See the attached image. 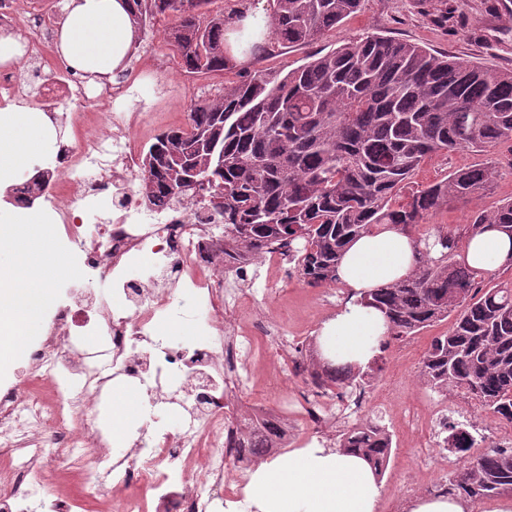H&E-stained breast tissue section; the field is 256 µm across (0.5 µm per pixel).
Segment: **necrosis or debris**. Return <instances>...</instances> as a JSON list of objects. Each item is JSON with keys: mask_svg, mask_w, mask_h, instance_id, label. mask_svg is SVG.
Wrapping results in <instances>:
<instances>
[{"mask_svg": "<svg viewBox=\"0 0 512 512\" xmlns=\"http://www.w3.org/2000/svg\"><path fill=\"white\" fill-rule=\"evenodd\" d=\"M134 94L130 79L106 85L84 151L57 146L43 199L45 241L62 273L45 331L20 366L0 357V512H32L47 497L53 512L85 500L93 512H224L248 482L251 422L224 399L228 378L250 383L254 332L228 315L251 308L269 336L280 325L242 289L241 273H230L223 215L198 197L144 201L137 146L150 107L127 109ZM92 207L106 213L93 236L82 224ZM97 278L114 287L98 307L80 288ZM190 296L201 313L185 315ZM173 318L178 341L157 333ZM117 379L130 380L149 408L177 411L178 432L147 420L121 456L109 453L93 407Z\"/></svg>", "mask_w": 512, "mask_h": 512, "instance_id": "1", "label": "necrosis or debris"}]
</instances>
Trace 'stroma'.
<instances>
[{
	"label": "stroma",
	"instance_id": "35a3bbf8",
	"mask_svg": "<svg viewBox=\"0 0 512 512\" xmlns=\"http://www.w3.org/2000/svg\"><path fill=\"white\" fill-rule=\"evenodd\" d=\"M438 2L362 0L361 9L330 33L323 44L330 47L346 38L376 33L419 44L434 53L458 55L490 67L512 69V0H506L507 10L494 17L485 13L483 0H456L464 20L446 25L434 20ZM174 22V16L168 14L156 17L139 43L132 46L127 60L131 67L152 63L159 66L154 76L141 79L144 96L154 95L157 82L166 85V95L159 109L145 118L146 134L139 143L143 151L160 132L185 123L191 104L199 99L202 90L219 88L225 82L246 76L240 69L206 77L185 73L179 55L166 41V33ZM17 33L27 43L28 57L40 60L45 87H56L62 79L63 69L44 29L30 25L18 28ZM490 159L497 162L500 174L489 190L467 202L449 203L429 216L428 224L453 228L466 223L472 212L491 208L499 200L512 197V141L500 143L486 152L461 149L437 154L420 165L412 177L416 187L441 180L456 169ZM249 286L257 292L270 290L266 312L280 321L284 333L294 344L279 350L270 338L255 336L250 387L243 390L236 384H229L227 402L238 413L250 412L257 404L269 415H282L288 430L285 445L298 448L313 437L314 430L296 412H283L279 402L281 386L276 380L265 378L264 373L269 365H278L280 371L288 375L284 387L290 393L296 394L307 388V369L319 361L316 336L319 325L327 317L320 309L326 290L307 286L299 275L287 281L280 279L275 268L261 264L251 266ZM447 328V323L441 322L417 335L391 342L382 353L380 370L365 385L369 395L367 403L352 416L354 423H376L392 435L391 459L379 478L382 494L378 512H405L412 500L426 495L430 483L464 470L471 461V453L448 446L447 431L431 426L427 412L435 402L447 404L449 422L465 425L476 437L479 451L494 445L492 435L499 426L497 418L476 409L462 393L432 390L420 374L432 337L444 333ZM298 363L303 364V371H295L294 366ZM104 411L125 425L142 423L153 414L166 429L174 432L179 428L178 423L169 421L166 410L149 412L140 396L123 385L109 388L104 398Z\"/></svg>",
	"mask_w": 512,
	"mask_h": 512
}]
</instances>
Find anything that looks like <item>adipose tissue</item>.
Returning <instances> with one entry per match:
<instances>
[{"instance_id": "adipose-tissue-1", "label": "adipose tissue", "mask_w": 512, "mask_h": 512, "mask_svg": "<svg viewBox=\"0 0 512 512\" xmlns=\"http://www.w3.org/2000/svg\"><path fill=\"white\" fill-rule=\"evenodd\" d=\"M266 26L260 7L248 6L225 17L230 67L252 65L249 47L260 41ZM56 33L61 62L101 81L123 68L136 39L128 0H62ZM56 150V134L42 106L0 108L1 176L25 175L40 157ZM415 251V237L396 224L379 225L345 247L337 275L349 298L320 327L318 350L325 362L358 369L380 354L390 324L367 301L376 289L411 271ZM13 255V305L23 322L49 295L58 266L45 260L42 239L35 233L16 240ZM463 256L473 267L495 269L512 256V238L485 231L466 243ZM245 492L252 512H377L381 485L361 455L312 442L255 465Z\"/></svg>"}]
</instances>
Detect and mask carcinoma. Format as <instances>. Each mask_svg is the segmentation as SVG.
<instances>
[{"instance_id": "obj_1", "label": "carcinoma", "mask_w": 512, "mask_h": 512, "mask_svg": "<svg viewBox=\"0 0 512 512\" xmlns=\"http://www.w3.org/2000/svg\"><path fill=\"white\" fill-rule=\"evenodd\" d=\"M142 27L171 13L166 39L189 74L224 71V17L211 0H129ZM191 4L190 8L183 3ZM361 0H276L270 39L284 47L322 41ZM437 22L458 19L441 0ZM512 140V70L434 54L404 40L367 35L307 56L282 74L258 69L197 103L183 127L155 137L141 160V192L150 202L207 196L224 214V254L248 258L272 245L288 249L311 288L337 283L341 253L377 224L411 233L453 200L482 195L494 182L490 161L460 168L396 203L405 182L430 155L486 151ZM489 227L512 229V198L474 212L453 231L435 226L416 237L412 272L373 293L368 305L390 322V338L412 336L452 318L435 337L422 376L439 391L460 390L512 424V282L458 259L461 237ZM490 283L480 288L482 282ZM368 370L327 367L314 373L343 389ZM283 433L258 417L251 445L263 454ZM338 445L365 457L376 474L389 463L392 436L378 424L344 430ZM512 491V447L490 449L448 479L447 494L473 500Z\"/></svg>"}]
</instances>
